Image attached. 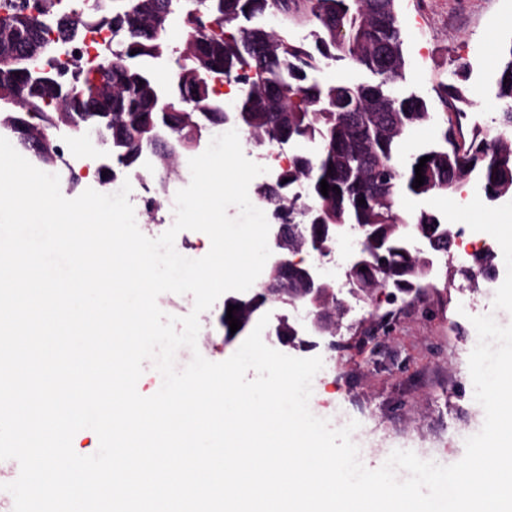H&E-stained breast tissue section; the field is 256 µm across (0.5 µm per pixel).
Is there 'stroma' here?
Wrapping results in <instances>:
<instances>
[{"label": "stroma", "mask_w": 512, "mask_h": 512, "mask_svg": "<svg viewBox=\"0 0 512 512\" xmlns=\"http://www.w3.org/2000/svg\"><path fill=\"white\" fill-rule=\"evenodd\" d=\"M404 19L405 78L399 88L425 98L440 111L438 85L450 82L458 61H468L465 84L477 97L466 110L458 138L469 143L474 130L495 133L499 107L493 99L491 74L506 46L512 45V0H398ZM188 156L177 160L178 174L167 185L151 182L157 201L153 212L136 216L138 227L158 237L174 223L178 190L190 180ZM471 204L461 207L458 193L425 199L424 207L443 211L449 224H468L476 233L507 238L512 234V205L489 202L478 187L468 190ZM497 287L466 278L456 258L442 260L433 287L395 304L352 301V310L337 334L342 345L318 349L325 373L312 382L311 412L332 427L355 420L352 434L362 463L379 468L392 451L410 450L443 465L460 461L465 440L480 431L485 413L474 399L469 356L477 343L471 319L494 314L512 324V256L497 253ZM216 301L199 317L196 349L180 348L177 368L193 352L209 361L232 356L237 343H225ZM391 314L389 331L374 330L378 316Z\"/></svg>", "instance_id": "obj_1"}]
</instances>
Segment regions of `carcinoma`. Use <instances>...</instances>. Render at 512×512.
<instances>
[{
  "label": "carcinoma",
  "instance_id": "1",
  "mask_svg": "<svg viewBox=\"0 0 512 512\" xmlns=\"http://www.w3.org/2000/svg\"><path fill=\"white\" fill-rule=\"evenodd\" d=\"M109 15L95 21L97 4L83 3L52 19L28 11L27 2L0 0V88L24 89L28 107L0 114V129L12 133L30 151L25 130L56 121L85 130L95 126L105 110L88 76L78 71L79 97L47 93L45 64L58 41L46 37L48 27L60 40H73L89 29L112 24L116 44L112 65V145L114 166L137 171L147 151L155 158L191 151L190 129L181 125V112L206 125L227 123L234 113L246 114L241 123L250 140L270 150L282 140L295 147L288 168L256 191L257 203L287 225L288 275L268 270L266 288L299 282L298 267L314 250L311 241L336 243L334 225L365 228L358 248L366 252L373 269L352 277L358 292L367 288H402L419 293L437 274L435 258L413 239L392 230L394 224H414L431 242H448V219L439 213L402 208L404 199L460 191L475 181L491 202L512 199V44L506 48L494 75L495 98L500 103V131L491 137L475 132L468 147L448 139L454 124L444 125L430 147L414 145L415 126L434 118L427 101L403 94L395 84L406 68L402 19L397 0H111ZM304 9L314 26V46L294 42L255 20L267 15L287 17ZM216 21L219 29L197 28L199 15ZM181 45L178 70L196 69L221 75L238 95L218 106L213 83L172 84L173 112L165 119L152 104V92L164 82L154 64L168 55L172 42ZM136 54H131V50ZM349 60L372 79L362 83L323 80L320 73L331 61ZM443 107L455 115L472 100L467 87L442 84L436 90ZM167 125L170 139L149 145L148 128ZM424 184L413 188L415 166L421 158ZM331 190L321 193V180ZM338 190H333V187ZM365 204H359V199ZM299 264H294L295 258ZM382 266H377L378 262Z\"/></svg>",
  "mask_w": 512,
  "mask_h": 512
}]
</instances>
